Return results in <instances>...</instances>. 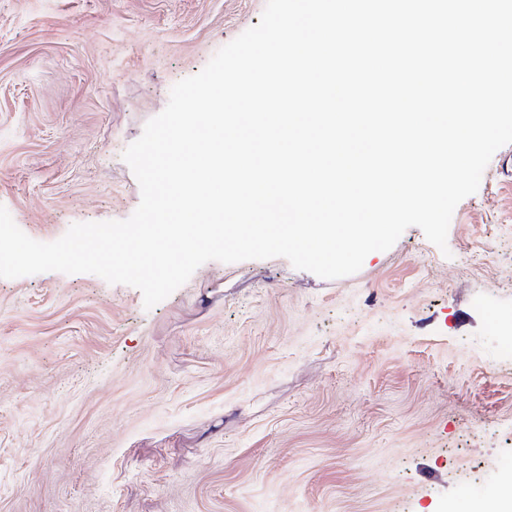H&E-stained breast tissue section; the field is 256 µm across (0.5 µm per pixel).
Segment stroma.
<instances>
[{
	"mask_svg": "<svg viewBox=\"0 0 512 512\" xmlns=\"http://www.w3.org/2000/svg\"><path fill=\"white\" fill-rule=\"evenodd\" d=\"M266 0H0V205L124 220L122 159ZM355 274L209 261L153 308L0 278V512H454L512 489V144Z\"/></svg>",
	"mask_w": 512,
	"mask_h": 512,
	"instance_id": "1",
	"label": "stroma"
}]
</instances>
